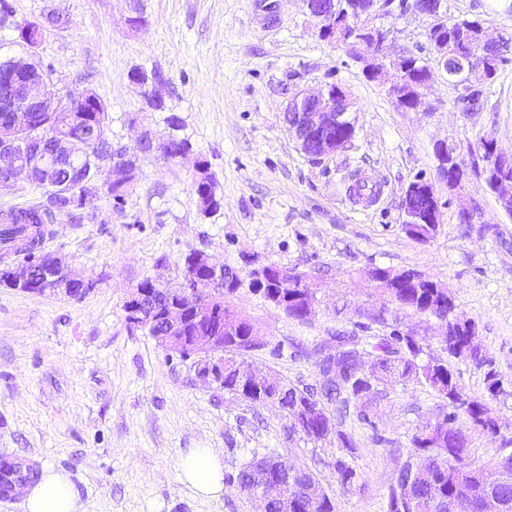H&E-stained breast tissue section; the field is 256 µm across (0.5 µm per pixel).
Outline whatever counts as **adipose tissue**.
<instances>
[{
  "mask_svg": "<svg viewBox=\"0 0 512 512\" xmlns=\"http://www.w3.org/2000/svg\"><path fill=\"white\" fill-rule=\"evenodd\" d=\"M176 469L181 482L198 497L223 496L224 462L219 449H187L178 457ZM19 492L26 512H79V492L65 472L46 471L35 485L20 487Z\"/></svg>",
  "mask_w": 512,
  "mask_h": 512,
  "instance_id": "ef3b65f1",
  "label": "adipose tissue"
}]
</instances>
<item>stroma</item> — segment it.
I'll use <instances>...</instances> for the list:
<instances>
[{"instance_id": "stroma-1", "label": "stroma", "mask_w": 512, "mask_h": 512, "mask_svg": "<svg viewBox=\"0 0 512 512\" xmlns=\"http://www.w3.org/2000/svg\"><path fill=\"white\" fill-rule=\"evenodd\" d=\"M143 4L150 26L134 33L125 24L129 0H13L19 21L51 8L67 16L39 46V59L54 68L59 92L90 89L106 103L113 147L138 153L141 128L166 134L165 118L174 115L191 151L175 160L138 154V180L122 207L103 195L48 225L43 251L96 283L84 298L0 286V457L68 473L83 512H254L234 484H225L221 500L198 498L180 482L176 460L190 448H217L231 475L274 450L316 473L336 512H387L410 438L439 415L441 400L410 382L395 387L370 422H353L357 481L346 488L336 446L289 432L274 407L199 381L190 362L130 327L124 303L145 278L175 280L192 249L240 271L259 259L309 273L320 299L310 322L246 287L233 303L269 343L254 365L313 385L320 343L356 330L352 309L379 303L360 270L412 268L447 285L457 314L477 325L487 362H454L464 390L484 394L492 371L512 392V218L498 211L480 176L470 175L462 193L449 191L434 154L435 141L465 148L484 135L512 150V61L477 107L436 69L420 105L407 110L344 47L319 39L301 0ZM448 15L480 17L512 34V0H448ZM368 22L392 28L391 54L430 56L417 15L376 13ZM137 67L163 74L164 111L146 110L128 79ZM328 83L355 101L356 132L347 148L313 159L289 135L283 113L298 90ZM199 158L222 199L209 215L195 194ZM421 176L435 181L442 202L439 231L426 244L402 227V199ZM465 208L477 211L473 223H460ZM343 303L350 313L336 314Z\"/></svg>"}]
</instances>
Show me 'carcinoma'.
<instances>
[{
	"instance_id": "obj_1",
	"label": "carcinoma",
	"mask_w": 512,
	"mask_h": 512,
	"mask_svg": "<svg viewBox=\"0 0 512 512\" xmlns=\"http://www.w3.org/2000/svg\"><path fill=\"white\" fill-rule=\"evenodd\" d=\"M348 12V0H336V24L348 36L346 49L355 56L363 52L364 47L354 38L358 26ZM25 26L26 21H15L11 0H0V31L17 33V44L24 47L26 43L20 36ZM483 27L484 21L468 18L437 23L430 29L433 41L429 45L432 48L437 43L453 46L469 54L477 47ZM508 60L505 56L493 62L479 86L463 88L462 100H478L495 82L500 66ZM397 68L406 70L418 85L429 80L428 59L413 52L402 56ZM1 120L18 124L22 133L41 128L59 141L77 137L113 158H128V162L119 165L123 177L117 181L97 171L91 159H75L72 165L58 168L49 184L36 178L35 184L44 190V200L38 205L11 211L9 221L0 227V249L5 253L14 250L18 241L27 254L37 252L43 225L52 222L54 210L66 202L68 192L96 181L118 205L137 180V156L112 148L101 113L90 111L88 104L75 102L70 112H0ZM203 165V170L197 174L195 193L200 211L210 214L220 208V199L215 194L216 182L209 172L208 162ZM403 228L420 243H428L435 236L425 224H405ZM361 275L372 281L383 311L377 323L358 324L361 334L338 333L333 337L335 346L319 364L320 382L316 389L289 384L279 377L258 388L240 374V368L250 364L252 353L260 346L247 342L252 318L232 304L239 276L225 275L224 390L252 403L276 407L284 414L288 413L290 403L301 402L313 407L319 403L323 413L314 418L318 433L307 440L315 445L334 444L351 453L355 442L346 429L347 418L353 414L360 422L370 421L373 406L387 397L388 390L416 382L447 402L450 411L426 422L412 435L411 451L399 466L390 487L388 512H448V499L456 495H464L477 504L491 494L512 495V451L486 466L474 467L469 459L468 431L476 430L493 441L503 437L498 428L500 416L496 402L507 390L502 387L493 392L492 387L498 380L490 373L487 394L474 396L466 406L457 404L453 398L456 391L462 392L464 388L452 369V361L469 358L478 366L486 362V357L467 352L476 327L461 328L449 318L456 305L448 288L418 271L371 266L361 270ZM256 288L264 289L268 295L279 294L286 301L296 292L291 286L281 287L274 271ZM404 315L428 320L448 319V342L441 349V355L432 354L430 337L410 327L403 335H392L386 330L387 322H400ZM288 465L287 459L271 452L243 465L233 480L250 495L255 512H335L333 502L315 474L305 470L294 475L289 473ZM336 473L344 487L354 484L357 477L355 468L344 458L336 459ZM274 483L285 485V497L264 492L265 487Z\"/></svg>"
}]
</instances>
